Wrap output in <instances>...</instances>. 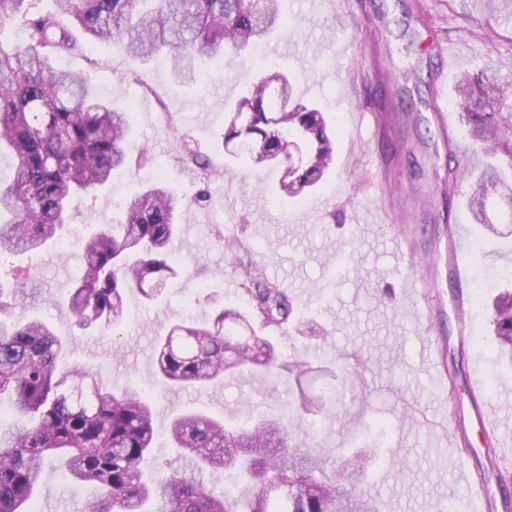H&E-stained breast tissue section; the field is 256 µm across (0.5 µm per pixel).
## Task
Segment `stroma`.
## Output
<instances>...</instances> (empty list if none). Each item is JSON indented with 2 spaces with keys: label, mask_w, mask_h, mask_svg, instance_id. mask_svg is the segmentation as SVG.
Instances as JSON below:
<instances>
[{
  "label": "stroma",
  "mask_w": 512,
  "mask_h": 512,
  "mask_svg": "<svg viewBox=\"0 0 512 512\" xmlns=\"http://www.w3.org/2000/svg\"><path fill=\"white\" fill-rule=\"evenodd\" d=\"M290 20L285 33L290 54L260 60L256 52L236 57L231 68L208 69L175 80L169 60L141 65L116 45L100 43L88 55H69L62 68L89 74L99 96L132 114L131 141L152 163L140 171L115 173L109 187L85 197L69 224L68 241L117 223L118 196L141 190L164 174L178 194L192 198L199 171L177 143L178 132L196 139L215 175L210 198L182 213L175 243L181 273L159 302L126 300L121 336L81 331L63 301L77 272L75 260L49 246L23 255H0V274H29L30 294L20 311L46 319L69 339L71 362L94 365L103 381L133 387L156 409L155 428L166 434L172 410H201L234 426L245 419L287 408L294 395L287 379L275 387L243 374L204 391L171 393L154 373L156 331L181 318L202 319L215 307H240L246 298L233 272L225 239L248 241L263 274L286 288L296 303L302 335L277 336L282 351L335 362L358 352L367 368L346 382L343 399L354 420L342 427L324 407L315 447L325 451L372 446L380 456L370 490L385 512H476L459 479L460 455L448 446V400L465 401L467 375L479 364L505 434L512 436V365L500 366L477 340L487 335V316L470 309L467 343H459L449 298L459 246L471 249V276H492L512 258V236L490 237L471 220L465 197L448 190L447 161L456 152L470 161V145L457 109L448 111L440 133L429 104L434 76L447 67L449 83L479 73L491 60H512V21H499L498 38L488 39L485 0H282ZM440 37V55L427 53ZM285 72L306 101L324 109L336 126V164L315 195L291 198L277 192L279 176L265 167L226 172L229 162L220 135L224 100L247 93L268 66ZM415 69L409 81L419 122L410 131L382 121L378 132L351 135L356 104L348 83H372L376 74ZM417 259L416 274L428 289L423 317L409 300L400 250ZM436 340L440 368L454 389L444 392L425 379L421 340ZM381 420L375 440L362 436L365 423ZM94 488L45 466L33 497L35 512H83Z\"/></svg>",
  "instance_id": "35a3bbf8"
}]
</instances>
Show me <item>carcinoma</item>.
<instances>
[{
  "instance_id": "cac0c4a2",
  "label": "carcinoma",
  "mask_w": 512,
  "mask_h": 512,
  "mask_svg": "<svg viewBox=\"0 0 512 512\" xmlns=\"http://www.w3.org/2000/svg\"><path fill=\"white\" fill-rule=\"evenodd\" d=\"M0 0V36L8 26L27 35L23 49L0 39V154L12 159V175L0 179V254L32 252L64 243L69 212L104 188L112 174L152 162L130 140V113L92 91L84 72L56 67L57 60L86 43L117 42L129 55L150 63L172 58L179 74L199 59L230 64L257 42L288 28L281 0ZM512 65L499 64L455 88L459 116L473 155L490 156L472 173L466 189L473 222L501 237L488 218L490 199H512ZM336 129L323 112L303 102L288 77H261L247 93L231 98L222 133L235 142L234 159L284 168L280 190L298 197L322 185L334 161ZM180 146L197 166L202 182L212 176L208 155L189 138ZM304 156L288 169L294 150ZM448 192L461 186L467 169L448 150ZM185 198L159 176L121 204L122 220L83 238L77 274L65 305L82 330L110 328L121 334L126 297L159 300L177 275L171 244ZM227 249L247 297L242 308H219L203 323L178 322L156 336L155 374L174 389L206 388L247 371L263 381L294 378L297 406L267 423L238 427L202 411H180L167 438L178 455L167 471L148 469L161 452L154 408L141 392L116 390L92 366L64 361L66 343L36 315L15 317L27 277L0 283V397L7 395L24 418L0 428V512H24L44 461L55 457L63 474L95 486L85 512H384L381 500L362 489L376 453L365 449L338 466L299 438L315 423L308 416L336 401V421L352 420L336 375L296 356L288 357L261 332L288 330L292 299L240 254L250 245L232 236ZM477 306L489 316V336L478 339L498 361L512 358V289ZM349 379L366 369L355 352L343 356ZM331 375L322 394L310 396L303 380ZM231 479L217 493L208 477Z\"/></svg>"
}]
</instances>
